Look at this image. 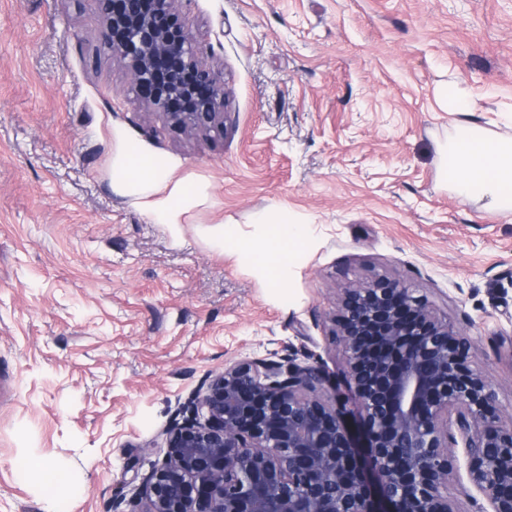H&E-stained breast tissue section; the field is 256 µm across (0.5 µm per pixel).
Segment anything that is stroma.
<instances>
[{"mask_svg":"<svg viewBox=\"0 0 512 512\" xmlns=\"http://www.w3.org/2000/svg\"><path fill=\"white\" fill-rule=\"evenodd\" d=\"M180 17L224 75L222 133L144 110L95 0H0V512H43L36 457L61 512H112L225 361L290 345L342 375L335 289L378 275L447 312L512 413V207L448 181L459 128L512 140V0H182ZM116 129L207 186L179 238L115 183ZM276 208L314 236L281 302L205 233L265 246Z\"/></svg>","mask_w":512,"mask_h":512,"instance_id":"1","label":"stroma"}]
</instances>
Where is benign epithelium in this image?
I'll return each instance as SVG.
<instances>
[{
    "label": "benign epithelium",
    "mask_w": 512,
    "mask_h": 512,
    "mask_svg": "<svg viewBox=\"0 0 512 512\" xmlns=\"http://www.w3.org/2000/svg\"><path fill=\"white\" fill-rule=\"evenodd\" d=\"M95 2L103 49L145 111L224 128L223 76L199 57L179 0ZM335 335L352 401L295 351L225 363L163 430L139 512H455L457 448L481 512H512V416L448 315L379 277L336 288Z\"/></svg>",
    "instance_id": "obj_1"
}]
</instances>
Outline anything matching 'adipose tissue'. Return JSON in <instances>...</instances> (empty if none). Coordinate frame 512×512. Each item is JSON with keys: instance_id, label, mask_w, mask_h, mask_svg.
<instances>
[{"instance_id": "obj_1", "label": "adipose tissue", "mask_w": 512, "mask_h": 512, "mask_svg": "<svg viewBox=\"0 0 512 512\" xmlns=\"http://www.w3.org/2000/svg\"><path fill=\"white\" fill-rule=\"evenodd\" d=\"M115 149L112 171L127 195L141 200L152 223L166 227L179 237L184 215L193 207L198 193L173 182L172 171L152 156L132 152L120 133H113ZM451 174L459 196L487 199L497 205L512 203V144L478 135L452 140ZM209 234L220 248L231 247L247 257L264 281L284 285L288 280L293 252L309 241L306 225L290 219L287 212H273L267 222L266 247L257 249L238 239L237 227L219 224Z\"/></svg>"}]
</instances>
